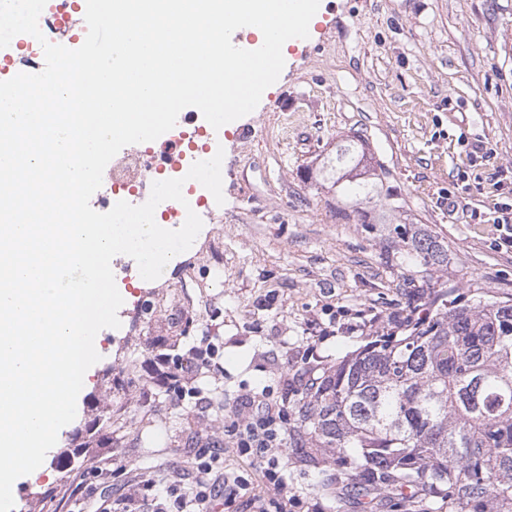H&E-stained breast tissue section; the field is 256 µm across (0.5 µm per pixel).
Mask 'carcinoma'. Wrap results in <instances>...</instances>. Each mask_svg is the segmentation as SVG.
Wrapping results in <instances>:
<instances>
[{"label": "carcinoma", "mask_w": 512, "mask_h": 512, "mask_svg": "<svg viewBox=\"0 0 512 512\" xmlns=\"http://www.w3.org/2000/svg\"><path fill=\"white\" fill-rule=\"evenodd\" d=\"M365 155L359 139L322 166L351 204L344 217L362 224L382 196L403 208L386 168L353 175ZM394 233L421 266H448L432 236ZM453 292L424 308L410 296L403 335L383 332L310 379L288 400L289 430L336 464L337 479L404 512H512V298L462 303Z\"/></svg>", "instance_id": "cac0c4a2"}]
</instances>
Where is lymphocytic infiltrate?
Segmentation results:
<instances>
[{"label": "lymphocytic infiltrate", "mask_w": 512, "mask_h": 512, "mask_svg": "<svg viewBox=\"0 0 512 512\" xmlns=\"http://www.w3.org/2000/svg\"><path fill=\"white\" fill-rule=\"evenodd\" d=\"M219 355L214 344L194 346L188 359L173 361L171 368L157 373L156 385L183 399L198 397L197 388L186 386L184 375L192 367L208 366ZM288 436V412L266 400L244 404L223 419L217 430H209L194 450L193 481L186 490L170 484L147 480L129 485L125 496L100 506L101 512H142L151 504L152 512H209L212 502L223 496L227 485L241 487L256 481L258 493L251 503L255 512H288L286 466L280 460ZM235 450L247 458L252 478H244L224 469L225 450Z\"/></svg>", "instance_id": "f902f5d3"}]
</instances>
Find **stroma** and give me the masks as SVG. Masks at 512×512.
I'll return each mask as SVG.
<instances>
[{"label":"stroma","mask_w":512,"mask_h":512,"mask_svg":"<svg viewBox=\"0 0 512 512\" xmlns=\"http://www.w3.org/2000/svg\"><path fill=\"white\" fill-rule=\"evenodd\" d=\"M320 2L321 22L289 47L257 108L225 131V203L181 261L135 283L124 276L135 260L113 258L121 326L100 331L76 417L42 473L18 482L14 512H55V496L101 460L122 471L107 482L110 499L147 479L189 484L208 418L261 393L283 405L309 375L394 328L408 283L464 300L512 297V247L495 222L512 205V0ZM355 135L402 199L390 223L342 219L322 178L324 157ZM407 217L447 251L446 268L420 269L394 245L393 225ZM140 301L155 314L133 313ZM205 337L220 366L187 376L205 404L153 384L150 360L185 356ZM92 420L80 468H58L53 456ZM286 453L298 500L290 512H403L396 500L370 508L335 467L310 461L299 437Z\"/></svg>","instance_id":"1"}]
</instances>
